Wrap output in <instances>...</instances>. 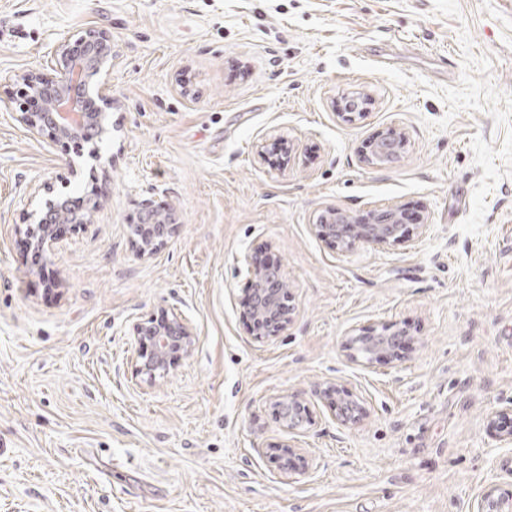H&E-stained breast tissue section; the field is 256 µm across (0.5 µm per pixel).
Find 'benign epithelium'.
<instances>
[{
  "instance_id": "benign-epithelium-1",
  "label": "benign epithelium",
  "mask_w": 512,
  "mask_h": 512,
  "mask_svg": "<svg viewBox=\"0 0 512 512\" xmlns=\"http://www.w3.org/2000/svg\"><path fill=\"white\" fill-rule=\"evenodd\" d=\"M55 61L49 73L36 70L21 76L20 99L28 102L36 99L40 108L35 111L21 108L16 120L33 135L50 142L79 139L94 144L108 133L112 94L107 75L112 68V38L102 30L87 29L73 40L61 41L55 49ZM403 147L404 141L383 135L371 142L362 162L375 167L392 163L400 157ZM44 194L43 203L34 213L35 222L26 227L32 246L40 252L55 240L49 218L65 224H89L100 205L99 200L89 198L77 214L68 210V193L46 187ZM165 214L164 208L145 209L133 239L139 255H151L171 233V224L160 223ZM409 229L399 207L373 209L368 212L365 224H354L348 213L329 209L315 225L318 236L333 241L342 251L360 244L405 242ZM239 263V271L248 276L253 286L249 306L251 335L265 338L287 330L290 315L284 301L286 283L281 268L258 265L251 252L244 254ZM134 335L149 338V343L137 352L136 366L139 373L149 377L154 376L156 366L169 364L173 355H188L192 351L193 332L175 317L165 315L160 321L138 324ZM476 512H512V501L495 495L491 488L477 502Z\"/></svg>"
}]
</instances>
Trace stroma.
Listing matches in <instances>:
<instances>
[{"mask_svg": "<svg viewBox=\"0 0 512 512\" xmlns=\"http://www.w3.org/2000/svg\"><path fill=\"white\" fill-rule=\"evenodd\" d=\"M89 28L116 56L112 138L71 167L77 145L31 135L13 97ZM391 133L401 157L362 164ZM47 184L100 207L45 280L21 242ZM150 205L175 223L141 257ZM388 205L411 241L342 252L313 230ZM259 242L292 318L260 340L237 263ZM165 311L193 349L147 381L133 326ZM400 332L396 359L348 346ZM291 392L312 417L294 431ZM511 430L512 0H0V512H475L512 493Z\"/></svg>", "mask_w": 512, "mask_h": 512, "instance_id": "35a3bbf8", "label": "stroma"}]
</instances>
